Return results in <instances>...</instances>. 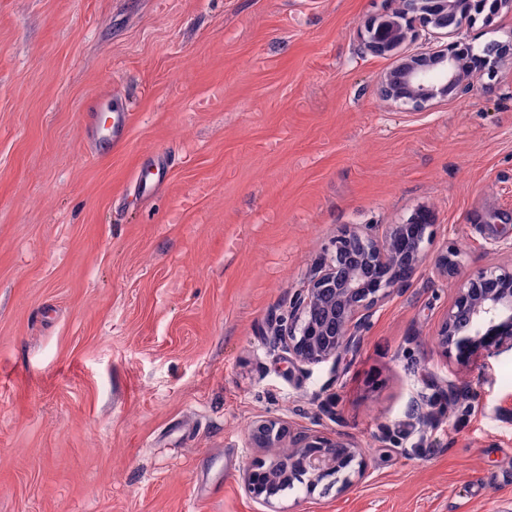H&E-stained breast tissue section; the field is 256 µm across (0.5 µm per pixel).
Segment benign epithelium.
<instances>
[{
  "instance_id": "obj_1",
  "label": "benign epithelium",
  "mask_w": 512,
  "mask_h": 512,
  "mask_svg": "<svg viewBox=\"0 0 512 512\" xmlns=\"http://www.w3.org/2000/svg\"><path fill=\"white\" fill-rule=\"evenodd\" d=\"M512 0H405V7L371 19L360 31L363 52L389 56L416 28L458 31L483 13L492 16ZM472 46L454 40L428 56H407L377 81L385 100L421 107L434 100L459 99L478 90L512 44L471 54ZM431 215L419 211L406 224L380 234L373 224H356L336 236L332 255L306 285L290 293L288 316L277 323L273 345L296 367L338 361L358 345L372 309L404 287L428 257L426 230ZM437 276H460V252L447 248L433 260ZM437 347L462 365L512 351V263L483 267L461 276L459 287L437 332ZM250 440L257 448L289 451L270 463L255 461L243 472L248 494L265 503L300 475L314 488L351 467L357 448L341 434L292 429L276 419L256 422Z\"/></svg>"
}]
</instances>
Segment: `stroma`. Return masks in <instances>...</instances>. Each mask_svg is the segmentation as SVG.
<instances>
[{
  "label": "stroma",
  "instance_id": "stroma-1",
  "mask_svg": "<svg viewBox=\"0 0 512 512\" xmlns=\"http://www.w3.org/2000/svg\"><path fill=\"white\" fill-rule=\"evenodd\" d=\"M397 5L0 0V512H512V352L439 353L457 279L424 264L337 365L270 341L351 224L425 209L429 255L512 262V59L384 100L357 33ZM461 37L512 41V7ZM117 98L127 138L95 150ZM262 419L344 434L363 475L253 499Z\"/></svg>",
  "mask_w": 512,
  "mask_h": 512
}]
</instances>
